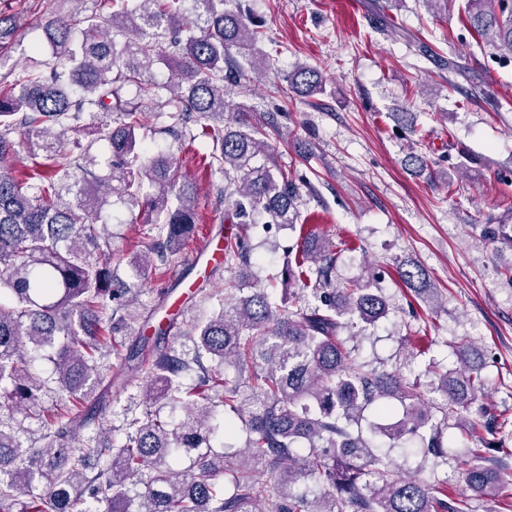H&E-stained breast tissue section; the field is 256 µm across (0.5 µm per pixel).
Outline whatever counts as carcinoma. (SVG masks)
<instances>
[{
    "instance_id": "1",
    "label": "carcinoma",
    "mask_w": 512,
    "mask_h": 512,
    "mask_svg": "<svg viewBox=\"0 0 512 512\" xmlns=\"http://www.w3.org/2000/svg\"><path fill=\"white\" fill-rule=\"evenodd\" d=\"M191 2L192 7L183 5ZM235 0H112L108 25L81 10L46 25L49 58L24 68L0 90V408L40 423L41 433L23 445L12 424L0 419V512H464L466 497L440 499L418 476L455 452L442 422L478 407L483 428L498 421L484 403L482 363L466 342L457 346V367L437 374L426 390L396 374L355 363L340 339L357 322L373 324L388 305L381 289L333 278L329 239L311 233L288 250L285 275L301 282L317 304L275 310L264 290L239 284L224 296L212 284L197 293L218 302L191 327L192 356L166 343L174 317L154 329L155 338L131 345L120 371L111 354L119 311L133 317V288L112 271V235L102 212L116 197L140 208L157 236L133 248L132 265L163 279L195 234L194 197L177 187L176 162L151 151L146 140L168 134L180 144L193 121L212 145L208 167L224 177L228 220L236 224H296L299 192L292 178L268 156L266 128L279 131L284 103L325 92L321 70L300 65L286 77L283 104L265 121L251 122L238 106L235 128L224 117L245 72L264 74L266 59L255 50L264 35ZM465 15L482 40L512 54V0H467ZM157 63L171 68L165 82L147 78ZM136 88L141 104L125 98ZM165 118L153 128L144 109ZM102 116L96 140L111 149L107 172L91 167L90 148L68 147V133L86 114ZM29 161L19 177L12 165L19 150ZM483 235L512 247V227L486 224ZM252 248L242 235L224 238V262L251 266ZM402 283L431 304L436 289L414 262L397 266ZM248 290L243 295L241 291ZM53 364L66 396L53 412L42 409L44 389L37 362ZM256 369L255 408L242 412L240 383L221 368ZM145 380V409L124 418L117 446L101 433H85L104 415L106 396L122 373ZM442 403L433 404L427 392ZM171 412L161 415L160 408ZM375 409L384 423L364 433V414ZM442 421L435 422V413ZM247 433L242 448L214 449L225 437ZM396 442L417 437L422 460L413 474L382 462L374 437ZM100 466L86 475L88 463ZM500 472L470 464L465 492L490 496L501 488ZM41 486L44 494L19 498Z\"/></svg>"
}]
</instances>
